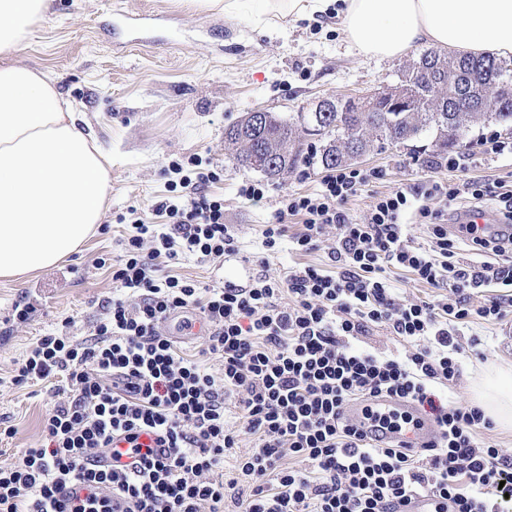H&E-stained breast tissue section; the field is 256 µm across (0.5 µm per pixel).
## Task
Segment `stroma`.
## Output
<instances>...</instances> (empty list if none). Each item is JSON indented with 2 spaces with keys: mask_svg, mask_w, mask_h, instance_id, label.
<instances>
[{
  "mask_svg": "<svg viewBox=\"0 0 512 512\" xmlns=\"http://www.w3.org/2000/svg\"><path fill=\"white\" fill-rule=\"evenodd\" d=\"M116 6L166 15L167 23L152 34L156 46L127 43L113 49L101 25L111 20ZM418 56L415 50L400 58L362 55L336 16L320 26L291 18L258 26L242 16L195 9L183 0H53L50 12L10 59L52 73L60 91L84 112L112 154V203L80 253L19 281L0 278V316L6 318L0 323V421L16 428L12 437L0 439V464L37 445L44 416L55 403L52 385L13 384L16 362L40 336L91 337L116 288L111 267L99 266L98 259H120L129 227L119 223V215L131 207L146 211L166 196L171 161L199 155L223 169V181L212 190L224 197V216L237 235L239 253L221 265L194 258L164 263L156 277L175 275L206 286L243 284L262 274L283 279L304 265L331 269L332 227L307 252L285 247L270 256L261 246L262 230L274 222L283 191L314 192L323 168L294 172L284 182L266 180L262 200L242 201L238 185L258 175L238 170L224 149V129L251 110L289 118L323 99H346L396 84L399 69ZM494 131L512 136L511 129L494 123L471 128L465 175L512 183V156L491 158L479 152V140ZM433 156L427 136L408 148L372 146L356 164L380 170L383 177L350 202L352 213L363 216L377 195L427 178L423 162ZM19 303L33 306L23 322L12 317ZM474 335L482 339L480 355H461L458 378L437 388L461 403L470 401L485 369L512 363V307L501 320L462 329L460 344Z\"/></svg>",
  "mask_w": 512,
  "mask_h": 512,
  "instance_id": "obj_1",
  "label": "stroma"
}]
</instances>
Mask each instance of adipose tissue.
Masks as SVG:
<instances>
[{
	"instance_id": "1",
	"label": "adipose tissue",
	"mask_w": 512,
	"mask_h": 512,
	"mask_svg": "<svg viewBox=\"0 0 512 512\" xmlns=\"http://www.w3.org/2000/svg\"><path fill=\"white\" fill-rule=\"evenodd\" d=\"M340 3L366 56L399 58L428 42L459 54H512V0H193L202 9L311 18ZM52 0H0V278L28 276L81 251L109 207L112 159L50 74L8 57ZM473 402L512 430V365L487 369Z\"/></svg>"
}]
</instances>
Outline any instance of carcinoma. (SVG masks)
Here are the masks:
<instances>
[{
    "mask_svg": "<svg viewBox=\"0 0 512 512\" xmlns=\"http://www.w3.org/2000/svg\"><path fill=\"white\" fill-rule=\"evenodd\" d=\"M458 99L470 111H456ZM485 121L512 127V60L426 50L400 70L397 84L374 93L365 110L349 99H325L289 119L245 112L226 128L225 144L238 168L285 181L301 164L329 169L354 161L374 140L405 146L429 134L445 154ZM302 134L320 141L321 149H304Z\"/></svg>",
    "mask_w": 512,
    "mask_h": 512,
    "instance_id": "obj_1",
    "label": "carcinoma"
}]
</instances>
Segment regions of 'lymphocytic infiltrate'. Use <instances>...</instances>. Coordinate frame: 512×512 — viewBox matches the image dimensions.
<instances>
[{"label":"lymphocytic infiltrate","instance_id":"1","mask_svg":"<svg viewBox=\"0 0 512 512\" xmlns=\"http://www.w3.org/2000/svg\"><path fill=\"white\" fill-rule=\"evenodd\" d=\"M169 171L168 194L151 207L159 223L138 215L130 222L112 272L122 294L93 338L41 336L17 365L15 384L51 382L60 399L43 421L44 443L0 465V512H117L119 498L127 512H224L228 499L241 512H398L417 495L431 499L433 512H507L512 457L488 442L491 420L475 406L442 402L433 386L459 375V327L499 320L512 304L511 294L473 305L484 285L512 291V235L490 236L469 220L491 200L499 224L512 226V185L431 176L378 195L359 218L348 202L382 174L339 165L315 192H284L275 223L262 231L274 254L286 238L293 250H311L335 227V271L306 265L284 280L202 286L154 277L152 263L193 256L220 264L238 254L224 198L210 190L221 174L199 156ZM410 214L429 225L430 247L410 237ZM292 217L303 229L289 238L284 222ZM462 245L483 262L461 263ZM391 268L443 289L442 298L399 300ZM189 308L210 326L202 344L220 359L219 371L162 331ZM375 328L406 342L405 355L383 358L358 346ZM378 397L414 405L436 423L438 442L423 453L370 443L362 423L392 432L412 423L403 412L347 415L351 403ZM230 406L240 429L227 420ZM144 433L156 435L164 456L140 446ZM242 434L254 446L225 478L224 457ZM117 435L130 443L133 462L97 467ZM288 456L304 467L286 465ZM69 483L83 493L58 510Z\"/></svg>","mask_w":512,"mask_h":512}]
</instances>
